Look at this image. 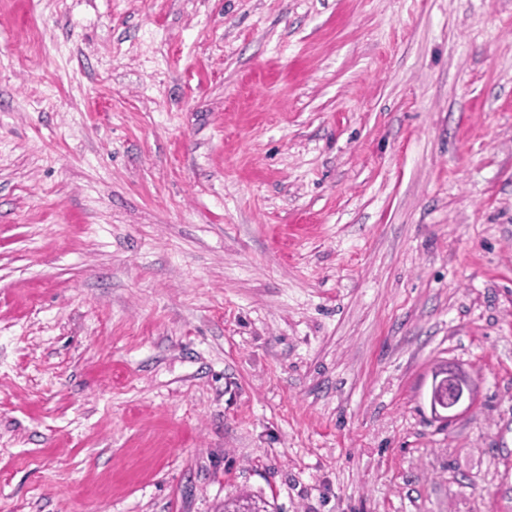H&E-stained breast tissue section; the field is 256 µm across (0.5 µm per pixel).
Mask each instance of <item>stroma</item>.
<instances>
[{
  "label": "stroma",
  "mask_w": 512,
  "mask_h": 512,
  "mask_svg": "<svg viewBox=\"0 0 512 512\" xmlns=\"http://www.w3.org/2000/svg\"><path fill=\"white\" fill-rule=\"evenodd\" d=\"M241 495L512 512V0H0V512ZM447 368L448 374L442 375L439 380L437 379V383L442 378H448V395H446L445 392L441 391L440 389L435 390L433 395V402L438 399L439 403H444V400L446 399L448 401V415L445 416L452 418L471 407L474 401L475 391L472 384L468 381L467 388H463L462 392H459L457 381L463 379L464 376L456 368L453 367H440L435 371L434 379H436V377L444 372ZM461 408L463 409L459 411Z\"/></svg>",
  "instance_id": "1"
}]
</instances>
